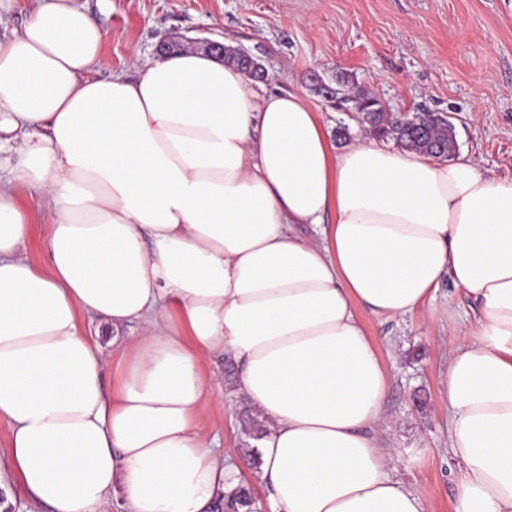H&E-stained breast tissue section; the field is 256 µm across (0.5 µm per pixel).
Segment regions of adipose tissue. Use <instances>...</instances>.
I'll return each instance as SVG.
<instances>
[{"label": "adipose tissue", "mask_w": 512, "mask_h": 512, "mask_svg": "<svg viewBox=\"0 0 512 512\" xmlns=\"http://www.w3.org/2000/svg\"><path fill=\"white\" fill-rule=\"evenodd\" d=\"M104 41L79 0H37L0 41L6 501L210 512L240 477L203 423L200 361L219 355L267 428L270 512H432L391 476L389 379L356 310L410 315L449 280L476 307L442 380L453 512H512V180L370 137L335 148L302 94L198 48L98 77ZM86 317L141 333L108 366Z\"/></svg>", "instance_id": "obj_1"}]
</instances>
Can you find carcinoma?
Instances as JSON below:
<instances>
[{
	"label": "carcinoma",
	"mask_w": 512,
	"mask_h": 512,
	"mask_svg": "<svg viewBox=\"0 0 512 512\" xmlns=\"http://www.w3.org/2000/svg\"><path fill=\"white\" fill-rule=\"evenodd\" d=\"M355 111L362 115L373 136L390 140L396 145L426 152L434 157H449L456 148L453 124L443 115L435 112H420L412 122L400 116L389 117L382 103L364 91L350 98ZM241 430L248 438L243 453L253 465L260 464L258 457L250 451L249 440L261 439L266 429L258 418L247 414L241 416ZM254 493L248 485L241 483L214 504L213 512H252Z\"/></svg>",
	"instance_id": "cac0c4a2"
}]
</instances>
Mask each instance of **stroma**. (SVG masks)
I'll return each instance as SVG.
<instances>
[{"label": "stroma", "mask_w": 512, "mask_h": 512, "mask_svg": "<svg viewBox=\"0 0 512 512\" xmlns=\"http://www.w3.org/2000/svg\"><path fill=\"white\" fill-rule=\"evenodd\" d=\"M106 30L108 71L138 75L161 43L208 38L245 50L268 85L305 94L336 147L364 136L347 104L320 86L378 98L393 113L438 112L452 122L454 159L512 180V0H81ZM347 138H336L339 126ZM451 319L431 320V309ZM470 301L444 282L431 305L404 317L361 312L390 379L384 436L402 464L395 476L435 512H453L456 465L448 448L441 377L445 347L468 341ZM204 421L222 445L240 446L226 398Z\"/></svg>", "instance_id": "obj_1"}]
</instances>
